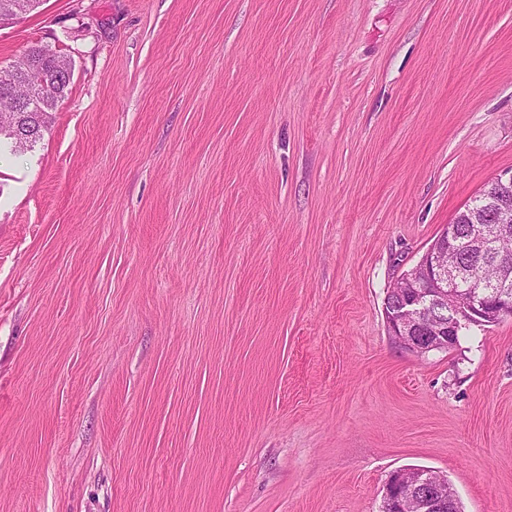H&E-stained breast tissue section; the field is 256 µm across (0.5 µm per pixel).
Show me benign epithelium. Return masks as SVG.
Masks as SVG:
<instances>
[{
  "label": "benign epithelium",
  "instance_id": "benign-epithelium-1",
  "mask_svg": "<svg viewBox=\"0 0 512 512\" xmlns=\"http://www.w3.org/2000/svg\"><path fill=\"white\" fill-rule=\"evenodd\" d=\"M31 97L20 101L7 137L25 140L24 128L30 124ZM470 227L464 246L494 257L495 262L512 271V254H503L497 243L506 232L512 233V172L489 182L481 203L469 214ZM458 233L450 224L429 246L420 261L396 277L385 299L391 335L404 349L418 355L448 348V339L468 324H493L512 314V279L502 278L498 285L465 300L462 295L476 280L468 265L448 263V251L456 249ZM447 484L445 476L428 468L400 469L387 481L401 486L403 493L384 496L394 512H446L448 501L439 494Z\"/></svg>",
  "mask_w": 512,
  "mask_h": 512
}]
</instances>
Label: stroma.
Returning <instances> with one entry per match:
<instances>
[{
	"label": "stroma",
	"instance_id": "obj_1",
	"mask_svg": "<svg viewBox=\"0 0 512 512\" xmlns=\"http://www.w3.org/2000/svg\"><path fill=\"white\" fill-rule=\"evenodd\" d=\"M71 91L0 147V512H512V317L384 297L512 170V0H42ZM448 484L445 476L428 468L400 469L394 472L387 481V486L400 485L403 493L392 498L386 488L384 496L392 512H446L448 500L443 499L439 489Z\"/></svg>",
	"mask_w": 512,
	"mask_h": 512
}]
</instances>
